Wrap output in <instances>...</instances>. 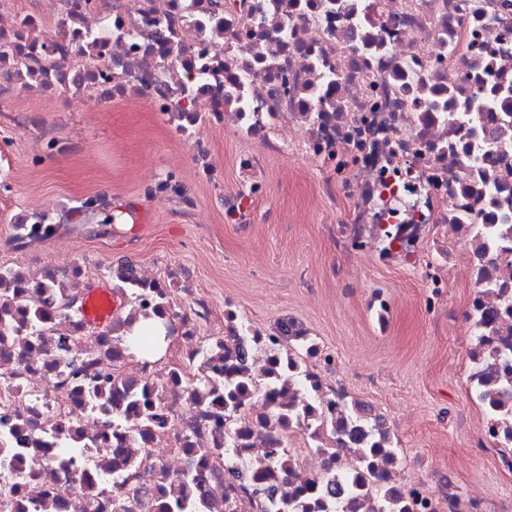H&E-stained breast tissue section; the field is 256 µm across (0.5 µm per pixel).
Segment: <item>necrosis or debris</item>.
Wrapping results in <instances>:
<instances>
[{
  "instance_id": "4bbe7bcc",
  "label": "necrosis or debris",
  "mask_w": 512,
  "mask_h": 512,
  "mask_svg": "<svg viewBox=\"0 0 512 512\" xmlns=\"http://www.w3.org/2000/svg\"><path fill=\"white\" fill-rule=\"evenodd\" d=\"M0 7V101L20 88L109 104L144 100L217 168L200 123L243 144L224 221L247 223L267 194L264 156L312 162L329 198L350 200L330 233L342 254L416 264L439 313L464 266V387L484 416L473 439L512 471V0H34ZM52 216L12 226L0 263V512H512L453 481L417 477L394 416L357 397L310 322L259 326L222 309L187 271L107 268L115 309L94 327L75 308L92 282L85 254L50 266L35 249ZM456 233L463 247L448 241ZM163 315V359L128 354ZM137 469L135 489L124 481Z\"/></svg>"
}]
</instances>
